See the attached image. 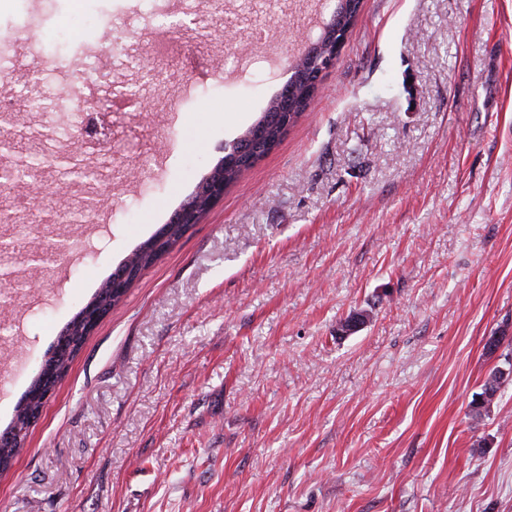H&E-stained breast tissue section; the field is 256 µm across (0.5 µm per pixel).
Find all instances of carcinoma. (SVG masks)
Segmentation results:
<instances>
[{"label": "carcinoma", "instance_id": "obj_1", "mask_svg": "<svg viewBox=\"0 0 512 512\" xmlns=\"http://www.w3.org/2000/svg\"><path fill=\"white\" fill-rule=\"evenodd\" d=\"M362 0H336V7L332 23L325 24L316 41L312 42L304 54L289 61L294 69L293 77L288 82L290 95L288 101L295 106L290 116V125H295L298 119L306 111L312 100L309 92L308 80L316 70L321 59L330 54V49L344 35L352 32L361 11ZM281 106L280 94H275L269 107L262 113L260 118L251 125L246 133L231 145L224 147V158L215 166L211 174L202 180L197 186L194 198L204 195V187L211 181L219 180L228 187L236 182L240 176L248 170V166L235 159L233 153L251 142L252 138L259 132L271 139H282L281 120H279V109ZM45 161L43 157H34L30 163L24 165H11L0 169V180L4 182L24 180L31 177L35 166ZM185 232L182 224H163L147 240L135 247L134 250L121 262V265L133 264L140 271L150 268L163 254L182 237ZM112 277H107L92 300L84 305L74 317L66 324L65 330L61 331L53 344L47 350L48 358L41 362L39 370L32 383L21 396L17 406L16 414L12 424L0 433V440H12L9 447L0 446V472L8 470L13 461L20 455L24 448L28 431L31 427L30 418L41 411L44 407L45 393L49 384H57L62 381L68 372L72 358H65L61 351L65 348L77 353L89 331L86 327L87 313L91 309L98 308L106 301L112 300ZM504 382L503 373L496 371L485 381V385L491 387V394L485 399V403L470 408V416L474 419L482 417L488 412L486 403L493 399V394L498 392Z\"/></svg>", "mask_w": 512, "mask_h": 512}]
</instances>
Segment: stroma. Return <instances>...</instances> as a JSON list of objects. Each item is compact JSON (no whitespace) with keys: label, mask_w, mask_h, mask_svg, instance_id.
Instances as JSON below:
<instances>
[{"label":"stroma","mask_w":512,"mask_h":512,"mask_svg":"<svg viewBox=\"0 0 512 512\" xmlns=\"http://www.w3.org/2000/svg\"><path fill=\"white\" fill-rule=\"evenodd\" d=\"M334 0H0L16 156H57L67 87L114 105L100 176L0 202L27 224L0 431L45 350L187 201ZM168 25L178 54L154 51ZM79 56L60 76L52 64ZM99 232L32 272L51 231ZM365 314L356 330L338 329ZM495 351H487L491 338ZM512 0H363L280 144L131 285L0 474V512H512Z\"/></svg>","instance_id":"35a3bbf8"}]
</instances>
